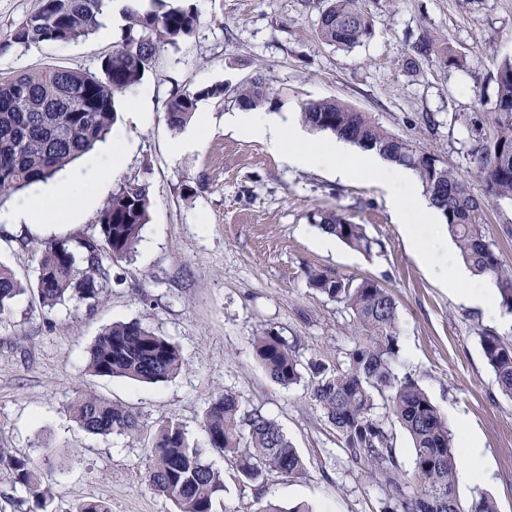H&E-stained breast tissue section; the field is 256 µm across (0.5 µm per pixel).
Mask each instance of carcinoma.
<instances>
[{"mask_svg":"<svg viewBox=\"0 0 512 512\" xmlns=\"http://www.w3.org/2000/svg\"><path fill=\"white\" fill-rule=\"evenodd\" d=\"M111 3L42 0L40 9L10 32V43L26 47L84 38L99 29ZM125 12L126 34L102 60L103 79L62 67L0 73V200L49 179L104 140L115 123L116 96L141 82L160 43L175 44L191 35L200 18L193 4L167 10L130 4ZM371 34V21L359 0H327L316 30L322 43L351 49ZM421 60L443 67L459 63L431 38L413 43L406 65L414 68ZM496 83L497 98L489 113L496 135L476 149V175L490 198L512 199V58L498 64ZM206 94H227L245 108L269 100L268 87L258 76L233 89L216 86ZM199 96L189 89L171 96L166 120L172 129H181L193 118ZM301 119L313 130L375 150L384 159L411 169L430 203L446 217L463 263L473 274L495 283L501 307L512 313V266L482 231L485 201L470 193L449 162L388 132L369 113L338 99L305 104ZM150 205L147 186L123 184L100 211L99 238L44 242L34 283L41 308L51 310L66 300L90 307L98 304L103 281L109 276L103 259L119 262L133 256L149 221ZM319 228L355 251L369 253L376 244L364 225L337 212L321 214ZM306 275L311 288L350 310L356 327L345 367L331 369L317 360L309 363L313 399L352 460L366 464L386 487L413 485V497L391 512H498L485 493L463 508L456 492L460 459L455 434L419 384L393 371L399 347L395 297L369 278L332 277L318 270H308ZM24 292L13 270L0 263V323L9 319L16 298ZM480 344L499 390L512 397V343L483 333ZM251 345L273 381L289 386L300 380L298 358L286 338L262 331L252 336ZM183 366L173 343L129 321L100 331L89 349L86 368L97 377L154 384ZM378 397L386 401L391 416L410 438L414 458L410 472L401 469L392 436L375 413ZM66 410L88 434H134L138 429L131 409L92 391L72 398ZM203 427L209 446L232 458L240 476L250 482L262 483L272 472L287 478L303 474V460L280 425L258 408H243L229 391L208 401ZM2 469L8 470L13 485L25 490L34 509L48 512L53 497L44 470L7 448H0ZM146 481L157 495L174 504L176 512H213V502L224 492L221 474L203 463L182 426L174 422L161 426L154 437Z\"/></svg>","mask_w":512,"mask_h":512,"instance_id":"obj_1","label":"carcinoma"}]
</instances>
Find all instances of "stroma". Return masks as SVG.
Listing matches in <instances>:
<instances>
[{
    "mask_svg": "<svg viewBox=\"0 0 512 512\" xmlns=\"http://www.w3.org/2000/svg\"><path fill=\"white\" fill-rule=\"evenodd\" d=\"M193 2L200 13L194 33L160 44L140 88L118 96L112 133L124 136L128 147L112 156L116 173L94 187L91 205L54 225L0 223V262L31 282L47 239L98 237L99 213L122 184L146 185L152 202L134 259L109 266L101 304L72 301L47 312L31 289L17 298L11 319L0 323V448L47 464L50 512H73L88 498L104 501L110 512H175L145 482L154 435L174 421L224 476L214 512H260L269 502H305L313 512H385L391 491L366 466L350 461L312 399L309 375L280 385L253 354L252 336L272 330L295 345L301 363L345 366L353 318L309 287L310 267L372 278L395 295L396 374L417 381L450 427L466 422L484 442L490 478L457 482L459 500L470 504L481 491L498 512H512V399L499 391L479 341L485 331L512 343V325L492 322L430 275L371 178L343 180L323 167L288 166L263 142L225 126V115L237 108L227 97L198 101L208 133L199 148L174 162L168 145L178 134L165 119L176 92L230 88L258 75L270 90L264 110L296 118L308 102L345 101L449 160L472 193L483 195L471 151L494 136L488 115L497 94L496 66L512 58V0H360L374 32L350 50L318 40L325 0ZM40 4L0 0V73L53 66L100 73L124 26L67 44L5 47L10 30ZM439 36L447 38L459 65L406 67L414 42ZM144 88L151 93V119L137 127L127 114ZM329 211L364 225L378 248L365 254L339 241L320 246L318 222ZM483 232L512 265L511 200L489 202ZM117 321L140 322L170 340L184 358L183 369L157 384L86 374L91 343ZM83 390L131 407L137 433L83 432L66 411ZM227 391L281 425L303 458L301 477L273 473L258 488L209 447L203 412L210 397ZM44 440L54 449L48 461L40 448ZM465 443L457 430V447Z\"/></svg>",
    "mask_w": 512,
    "mask_h": 512,
    "instance_id": "35a3bbf8",
    "label": "stroma"
}]
</instances>
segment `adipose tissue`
<instances>
[{
    "label": "adipose tissue",
    "instance_id": "obj_1",
    "mask_svg": "<svg viewBox=\"0 0 512 512\" xmlns=\"http://www.w3.org/2000/svg\"><path fill=\"white\" fill-rule=\"evenodd\" d=\"M228 125L240 136L264 142L272 153L283 162L296 167L323 166L335 171L340 178H350L353 171L370 175L386 194L393 219L400 225L404 237L419 246L420 256L429 271L439 280L457 287L466 283L463 294L466 302L481 307L488 306L493 293L488 284L471 287L472 275L466 268H451L448 244L443 239L442 214L430 205L427 199H419L416 214H409L405 206L407 195L413 190L414 182L410 171L402 166L382 162L373 151H365L359 168L352 169L337 165L338 157L347 152L346 144L338 139L329 141L311 140L301 127L289 117L272 115L264 111L243 108L228 117ZM112 169L105 158H97L90 169L76 172L71 179L54 187L19 199L6 213H0V222L7 224L29 223L36 214H43L46 221L59 220L72 211L91 204L88 196H76L74 185L78 182L98 183L109 178ZM419 216L431 227L432 244L424 246L423 239L412 216Z\"/></svg>",
    "mask_w": 512,
    "mask_h": 512
}]
</instances>
